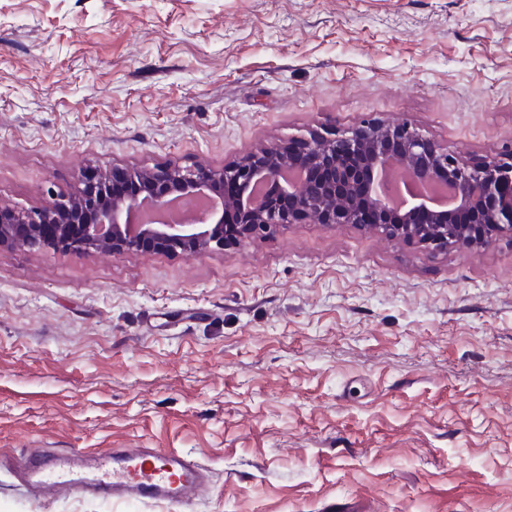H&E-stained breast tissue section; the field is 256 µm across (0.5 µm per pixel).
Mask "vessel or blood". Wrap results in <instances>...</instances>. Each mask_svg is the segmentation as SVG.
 <instances>
[{
	"instance_id": "obj_1",
	"label": "vessel or blood",
	"mask_w": 512,
	"mask_h": 512,
	"mask_svg": "<svg viewBox=\"0 0 512 512\" xmlns=\"http://www.w3.org/2000/svg\"><path fill=\"white\" fill-rule=\"evenodd\" d=\"M18 480L32 492L79 491L98 499L191 504L206 487L204 469L190 456L161 448H116L59 455L47 449L13 465Z\"/></svg>"
}]
</instances>
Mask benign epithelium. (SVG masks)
I'll use <instances>...</instances> for the list:
<instances>
[{"instance_id":"benign-epithelium-1","label":"benign epithelium","mask_w":512,"mask_h":512,"mask_svg":"<svg viewBox=\"0 0 512 512\" xmlns=\"http://www.w3.org/2000/svg\"><path fill=\"white\" fill-rule=\"evenodd\" d=\"M309 167L330 171L312 181L306 173L293 183L284 179L293 170L288 144L260 146L221 169L176 164L121 170L132 191L112 193L111 168L77 191L53 198L41 207L17 210L0 202V250L18 246L98 253L172 252L199 255L222 251L224 213H236L241 238H264L287 224L362 225V212H373L368 224L388 237L417 243L432 252L448 248L488 247L512 238V194L501 195L512 183L508 160L466 162L422 136L406 122L368 119L344 132L315 133L297 142ZM396 171L422 186L445 184L454 196L452 207L434 209L429 198L413 195L404 208L391 202L380 176ZM293 201L281 209L271 192ZM203 196L218 201L193 222L165 219L131 227L133 211L143 202L168 212L172 200Z\"/></svg>"}]
</instances>
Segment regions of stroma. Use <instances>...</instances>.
Returning <instances> with one entry per match:
<instances>
[{"label": "stroma", "mask_w": 512, "mask_h": 512, "mask_svg": "<svg viewBox=\"0 0 512 512\" xmlns=\"http://www.w3.org/2000/svg\"><path fill=\"white\" fill-rule=\"evenodd\" d=\"M405 121L512 152V0H0V201L99 167H222ZM170 448L188 506L0 512H512V241L433 253L288 224L203 255L0 251V449Z\"/></svg>", "instance_id": "stroma-1"}]
</instances>
